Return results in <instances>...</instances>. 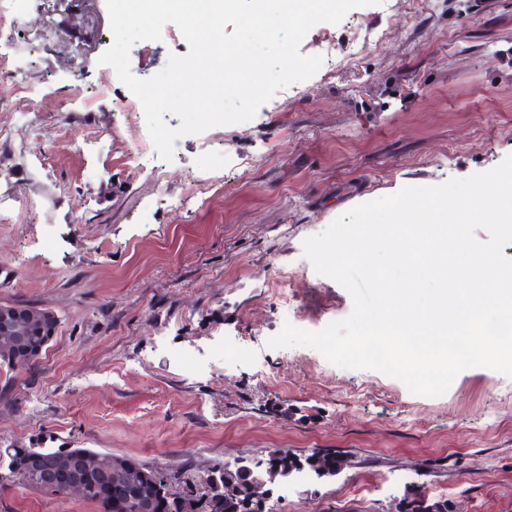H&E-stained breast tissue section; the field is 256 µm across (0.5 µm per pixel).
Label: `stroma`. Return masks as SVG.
I'll list each match as a JSON object with an SVG mask.
<instances>
[{"instance_id":"obj_1","label":"stroma","mask_w":512,"mask_h":512,"mask_svg":"<svg viewBox=\"0 0 512 512\" xmlns=\"http://www.w3.org/2000/svg\"><path fill=\"white\" fill-rule=\"evenodd\" d=\"M106 0H35L0 43V302L54 312L41 359L0 367V448H91L177 475L276 449L332 448L335 478L278 489L282 512H512V379L459 373L439 397L305 346L350 293L305 237L411 185L487 171L512 153V0H379L313 26L332 76L278 91L247 123L175 140L163 161L139 99L99 64ZM189 46L165 25L134 76ZM82 91H75L74 82ZM0 512H99L0 478Z\"/></svg>"}]
</instances>
